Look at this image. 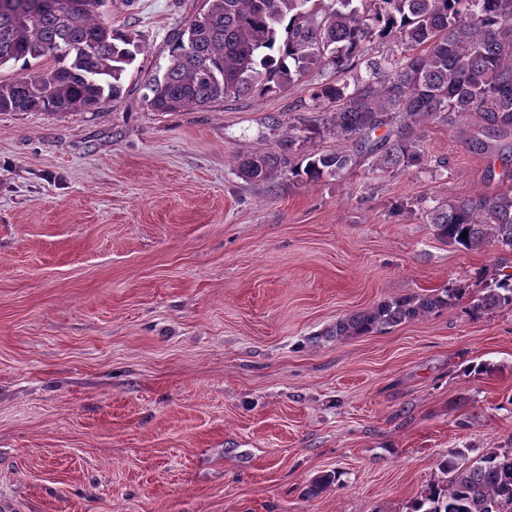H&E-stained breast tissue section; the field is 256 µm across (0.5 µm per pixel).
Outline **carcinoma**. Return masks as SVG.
Here are the masks:
<instances>
[{
  "mask_svg": "<svg viewBox=\"0 0 512 512\" xmlns=\"http://www.w3.org/2000/svg\"><path fill=\"white\" fill-rule=\"evenodd\" d=\"M389 41L401 51L370 54L372 44ZM140 53L136 38L112 27L93 0H0V67L23 61L0 79V112H102L121 97ZM32 60L52 64L34 68ZM327 66L342 83L321 85L313 98L338 147L297 163L246 154L242 177L270 183L287 173L316 183L351 169L361 154L375 156L382 171L419 165L415 128L467 113L511 129L512 0H203L170 40L168 63L144 85V97L156 112H181L276 94ZM399 118L394 138L373 137ZM428 217L448 244L512 250L511 189L450 201ZM484 291L473 310L512 308V273ZM465 294L455 288L385 301L340 319L335 334L380 331ZM439 469L443 479L414 499L411 512H512V448L492 449L468 466L447 458Z\"/></svg>",
  "mask_w": 512,
  "mask_h": 512,
  "instance_id": "cac0c4a2",
  "label": "carcinoma"
}]
</instances>
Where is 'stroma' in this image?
I'll list each match as a JSON object with an SVG mask.
<instances>
[{"label": "stroma", "instance_id": "stroma-1", "mask_svg": "<svg viewBox=\"0 0 512 512\" xmlns=\"http://www.w3.org/2000/svg\"><path fill=\"white\" fill-rule=\"evenodd\" d=\"M200 6L107 0L142 45L122 98L0 112V512H409L443 459L512 448V308L470 307L512 250L427 219L512 188V129L427 122L417 166L246 181L239 152L335 149L313 108L335 75L153 111L143 85ZM447 288L469 295L332 334ZM416 294L384 301L376 307L346 316L336 322V336H358L415 320L437 312L466 294L465 288Z\"/></svg>", "mask_w": 512, "mask_h": 512}]
</instances>
